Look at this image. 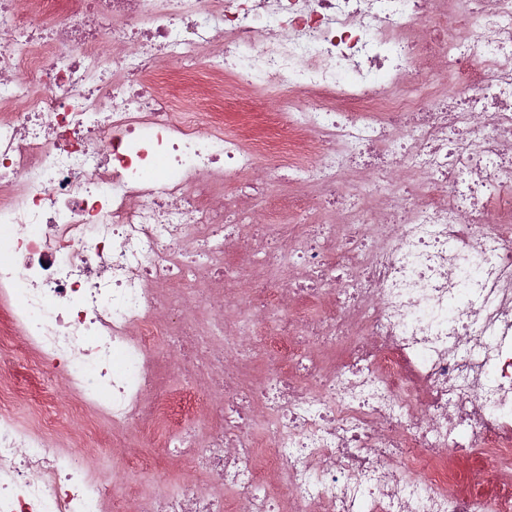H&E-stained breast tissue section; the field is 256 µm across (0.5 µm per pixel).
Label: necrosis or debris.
I'll use <instances>...</instances> for the list:
<instances>
[{"label":"necrosis or debris","instance_id":"obj_1","mask_svg":"<svg viewBox=\"0 0 512 512\" xmlns=\"http://www.w3.org/2000/svg\"><path fill=\"white\" fill-rule=\"evenodd\" d=\"M39 2L0 0V512H512V0ZM195 83L204 128L158 90ZM286 180L329 225L239 281ZM57 373L77 422L21 426ZM161 429L173 493L79 451Z\"/></svg>","mask_w":512,"mask_h":512}]
</instances>
